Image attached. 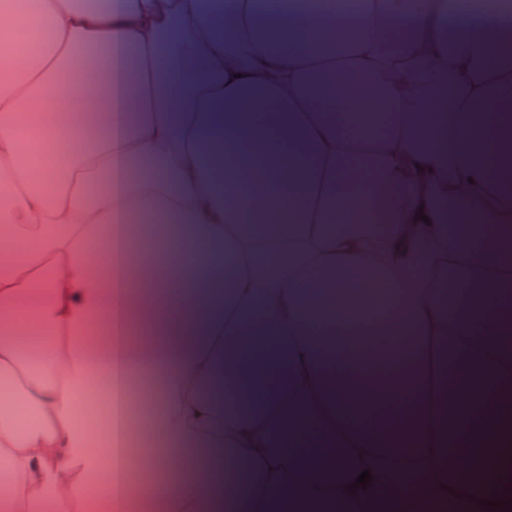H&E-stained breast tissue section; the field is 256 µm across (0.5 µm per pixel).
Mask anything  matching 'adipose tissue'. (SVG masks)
I'll list each match as a JSON object with an SVG mask.
<instances>
[{
  "mask_svg": "<svg viewBox=\"0 0 512 512\" xmlns=\"http://www.w3.org/2000/svg\"><path fill=\"white\" fill-rule=\"evenodd\" d=\"M38 0L0 7V512H512V21L467 0ZM283 33L290 48L271 51ZM433 104L395 123L379 102ZM341 117L320 109L330 96ZM275 112L266 122L257 112ZM226 181L229 189L219 192ZM481 222L450 246L443 213ZM196 229L179 276L130 224ZM343 222V234L333 223ZM147 323L126 345L93 326ZM440 348L439 386L412 344ZM473 395L448 418L462 373ZM146 383L198 462L129 487L76 403ZM411 414L376 418L401 392ZM336 446L332 463L322 450ZM370 471L367 488L356 487ZM110 481L112 491L95 490Z\"/></svg>",
  "mask_w": 512,
  "mask_h": 512,
  "instance_id": "adipose-tissue-1",
  "label": "adipose tissue"
}]
</instances>
